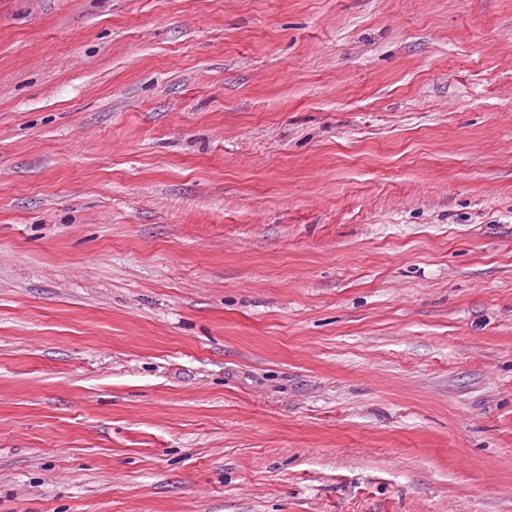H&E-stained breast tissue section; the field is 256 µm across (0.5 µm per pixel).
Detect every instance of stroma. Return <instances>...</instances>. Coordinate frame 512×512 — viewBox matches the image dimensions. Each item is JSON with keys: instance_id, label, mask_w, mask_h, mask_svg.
<instances>
[{"instance_id": "35a3bbf8", "label": "stroma", "mask_w": 512, "mask_h": 512, "mask_svg": "<svg viewBox=\"0 0 512 512\" xmlns=\"http://www.w3.org/2000/svg\"><path fill=\"white\" fill-rule=\"evenodd\" d=\"M0 512H512V0H0Z\"/></svg>"}]
</instances>
